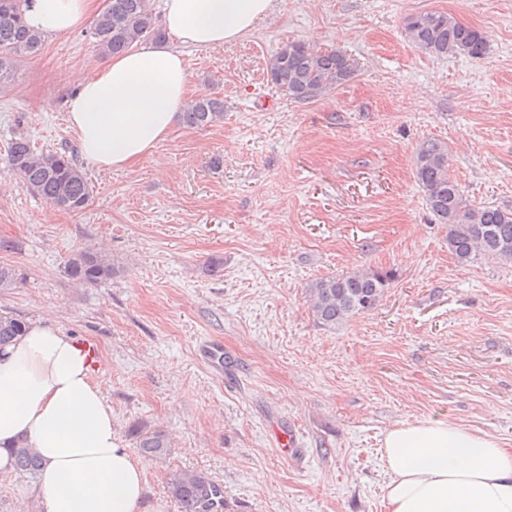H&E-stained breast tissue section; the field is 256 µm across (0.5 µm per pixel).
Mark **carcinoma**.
Segmentation results:
<instances>
[{
	"instance_id": "1",
	"label": "carcinoma",
	"mask_w": 512,
	"mask_h": 512,
	"mask_svg": "<svg viewBox=\"0 0 512 512\" xmlns=\"http://www.w3.org/2000/svg\"><path fill=\"white\" fill-rule=\"evenodd\" d=\"M25 2L0 0V81L10 75L18 58L36 52L42 44L43 36L26 24ZM404 31L415 48L438 58L459 53L481 58L489 47L485 32L438 11L409 16ZM93 36L104 57L124 53L147 39H166L165 31L156 25L151 0H108L95 19ZM354 71L355 65L346 55L314 49L299 40L288 43L267 65L271 83L294 101H305L339 86ZM223 117V100L210 94L188 101L182 110V122L190 128L206 127ZM7 163L22 184L46 203L70 212L88 206L91 186L68 151H39L20 135L10 144ZM415 178L437 221L448 225V249L459 263L483 258L512 264V209L470 203L451 175L446 145L428 140L419 146ZM67 270L82 284H97L115 273L112 259L91 248L76 252L68 260ZM391 281L392 271L375 269L321 278L308 288L309 307L319 324L334 329L376 308ZM23 328L24 321L1 312L0 345L19 335ZM135 436L141 455L156 459L168 454L170 443L164 433L138 428ZM14 467L33 478L41 462L32 449L20 445L14 450ZM167 490L184 512H212L224 498L219 485L194 471L170 473Z\"/></svg>"
}]
</instances>
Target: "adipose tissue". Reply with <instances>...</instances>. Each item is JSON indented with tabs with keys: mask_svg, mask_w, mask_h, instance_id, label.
<instances>
[{
	"mask_svg": "<svg viewBox=\"0 0 512 512\" xmlns=\"http://www.w3.org/2000/svg\"><path fill=\"white\" fill-rule=\"evenodd\" d=\"M272 9L273 0H164L173 43L113 56L67 99L83 158L124 169L152 155L187 98L181 47L224 46ZM94 11L95 0H29L25 20L57 36ZM20 441L42 460L35 497L43 512H148L143 467L114 432L86 351L49 318L0 348V473L11 471ZM382 457L387 512H512V448L485 432L439 419L403 422L386 433Z\"/></svg>",
	"mask_w": 512,
	"mask_h": 512,
	"instance_id": "obj_1",
	"label": "adipose tissue"
}]
</instances>
